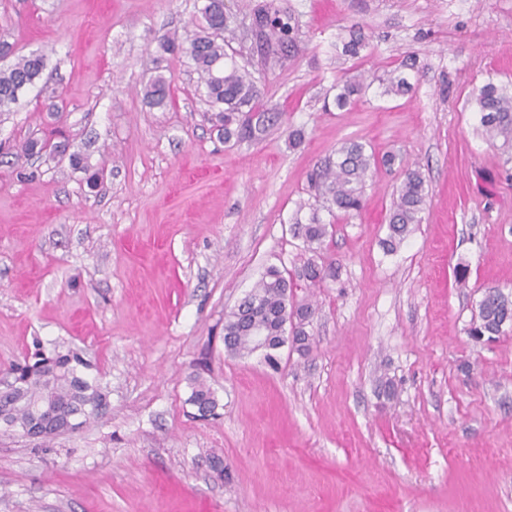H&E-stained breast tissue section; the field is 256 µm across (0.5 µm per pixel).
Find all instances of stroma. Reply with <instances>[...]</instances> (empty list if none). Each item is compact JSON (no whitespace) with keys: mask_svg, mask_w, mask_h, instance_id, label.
I'll list each match as a JSON object with an SVG mask.
<instances>
[{"mask_svg":"<svg viewBox=\"0 0 512 512\" xmlns=\"http://www.w3.org/2000/svg\"><path fill=\"white\" fill-rule=\"evenodd\" d=\"M200 2L0 0V38L48 59L0 112V143L60 146L0 152V371L37 340L75 347L108 402L49 441L0 427V512H512V330L466 333L485 288L512 293V150L475 104L488 82L512 94V0H277L299 25L298 53L261 82L280 119L232 146L186 59L157 47ZM260 2L224 0L242 62L260 60ZM354 27L364 48L337 55ZM409 55L413 93L375 83L325 107L336 77ZM158 74L164 110L143 98ZM348 140L401 163L371 169L362 210L314 256L337 278L310 287L289 226L308 173ZM407 165L423 221L388 255ZM271 265L313 308L312 349L229 355L224 318ZM196 373L218 399L206 419L188 402Z\"/></svg>","mask_w":512,"mask_h":512,"instance_id":"stroma-1","label":"stroma"}]
</instances>
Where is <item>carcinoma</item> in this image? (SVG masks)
Wrapping results in <instances>:
<instances>
[{
  "label": "carcinoma",
  "instance_id": "carcinoma-1",
  "mask_svg": "<svg viewBox=\"0 0 512 512\" xmlns=\"http://www.w3.org/2000/svg\"><path fill=\"white\" fill-rule=\"evenodd\" d=\"M201 22L185 38L163 36L159 50L164 54L186 57L198 75V88L203 90L206 102L213 109L210 120L217 130L224 133V142L232 139L254 138L266 132L278 119V113L268 112L260 105L259 83L256 71L237 62L228 53L235 33L230 17L224 14V0H204L198 8ZM254 36L264 63L281 65L297 49L298 26L292 17L269 3L254 12ZM47 67V57L32 52L21 56L4 70H0V112H9L19 102L20 95L33 87ZM416 58L409 56L387 77L381 79L384 93L405 95L412 90L404 70H413ZM376 76L362 74L342 81L334 102L337 108L349 105L352 96L371 85ZM144 99L152 108L166 109L172 103L170 82L162 75L152 77L145 84ZM475 103L480 114V124L490 141H502V146L512 148V96L501 92L492 82L481 86ZM392 156L377 160L366 151L363 144L346 141L336 149L335 157L326 158L310 174V189L315 203L309 205L308 215H302L304 206L296 210L290 231L302 240L306 248L314 250L329 234L332 223L325 222L320 209L330 217L350 215L361 210L363 189L371 167L381 162L394 164ZM427 190L422 173L408 168L396 190L392 212L389 215L386 237L382 248L394 253L411 232V226L422 222ZM336 277V270L323 269L309 260L298 272V278L310 286ZM291 284L276 266L268 267L250 294L224 318V347L228 354L243 357L257 351L251 328L260 326L266 335L273 337L272 346L279 344L284 335L283 324L293 322V346L306 355L311 350V338L305 330L312 315L308 303L289 306L288 290ZM512 324V293L498 287L484 290L472 316L467 335L476 344L498 339L504 328ZM88 369L81 355L74 349L62 353L56 349L37 354L32 364L14 367L22 379L19 390L12 396L1 398L0 407L5 417L17 428L30 424L45 407L54 409L62 421L76 422L80 427L97 416L98 405L104 401L103 389L96 381L88 379ZM191 394L188 402L197 409L199 416L208 417L218 407L215 391L197 377L190 379Z\"/></svg>",
  "mask_w": 512,
  "mask_h": 512
}]
</instances>
